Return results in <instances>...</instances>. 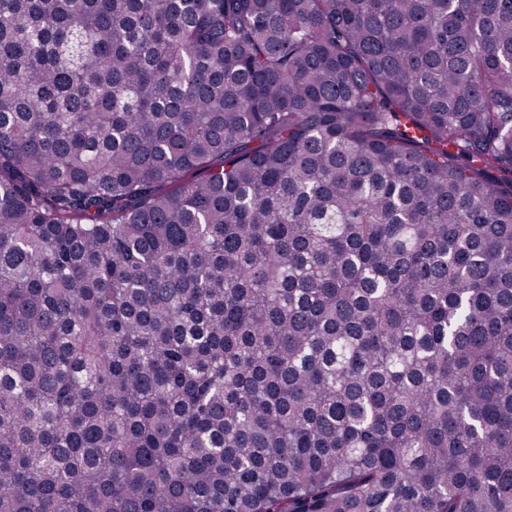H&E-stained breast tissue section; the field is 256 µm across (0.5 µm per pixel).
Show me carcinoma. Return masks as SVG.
<instances>
[{
  "mask_svg": "<svg viewBox=\"0 0 512 512\" xmlns=\"http://www.w3.org/2000/svg\"><path fill=\"white\" fill-rule=\"evenodd\" d=\"M0 512H512V0H0Z\"/></svg>",
  "mask_w": 512,
  "mask_h": 512,
  "instance_id": "cac0c4a2",
  "label": "carcinoma"
}]
</instances>
